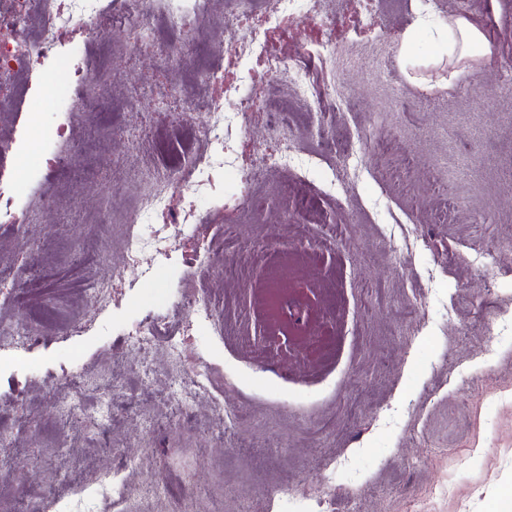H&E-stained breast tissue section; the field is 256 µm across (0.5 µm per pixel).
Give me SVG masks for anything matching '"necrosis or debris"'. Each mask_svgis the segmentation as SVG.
Returning <instances> with one entry per match:
<instances>
[{
    "label": "necrosis or debris",
    "instance_id": "1",
    "mask_svg": "<svg viewBox=\"0 0 512 512\" xmlns=\"http://www.w3.org/2000/svg\"><path fill=\"white\" fill-rule=\"evenodd\" d=\"M239 23L227 50H216L214 62L196 73V83L208 86L213 95L206 104L209 114L205 141L212 151L224 148V71L234 64L243 49H250L263 71L288 74L295 85H302L299 70L289 68L285 57L270 56L261 44L266 31L280 25L290 12L302 8L314 10L315 0H233ZM210 0H0V110L13 107L26 91L25 76L35 67L57 59L67 51L78 54L69 75L70 92L63 104L70 112H100L108 103L106 95L95 88L98 63L93 45L104 38L109 27L128 31L134 50L155 52L159 46L157 20H164L171 37L163 54L168 70L187 66L183 49L209 8ZM195 83V84H196ZM223 164H210L198 154L172 152L171 161L153 172L157 187L145 194L128 216L124 250L131 261L144 255L163 254L170 237L167 225H160L153 239H145L139 226L156 211H170L179 224H195L199 218L187 206L173 207L175 194L185 193L204 182H215Z\"/></svg>",
    "mask_w": 512,
    "mask_h": 512
}]
</instances>
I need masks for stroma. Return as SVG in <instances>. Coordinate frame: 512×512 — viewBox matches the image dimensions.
Masks as SVG:
<instances>
[{
    "mask_svg": "<svg viewBox=\"0 0 512 512\" xmlns=\"http://www.w3.org/2000/svg\"><path fill=\"white\" fill-rule=\"evenodd\" d=\"M436 2L319 0L290 15L266 42L318 94L296 99L283 132L265 110L286 77L247 55L227 69L259 109L224 144L220 190L188 197L204 223L176 227L152 265L128 261L126 216L167 161L158 141L203 149L209 89L197 110L160 111L141 88L182 72L118 30L95 47L117 107L61 113L68 57L33 69L0 115L15 145L0 198L30 207L60 156L72 174L32 223L0 220V263L38 289L0 302V320L57 308L50 334L0 356V437L27 459L25 475L0 468V512H60L128 460L127 512H493L512 496V0ZM460 16L483 37L465 56L446 38ZM61 123L79 142L66 154L43 144ZM285 139L302 163L262 169ZM404 158L406 191L386 176ZM301 193L316 203L303 239ZM89 280L108 284L102 306ZM189 282L223 299L227 334L194 321ZM160 316L166 332L135 353L129 330ZM184 370L208 382L182 417L171 381ZM76 379L94 390L76 397ZM60 399L77 422L51 418ZM157 482L168 497H144Z\"/></svg>",
    "mask_w": 512,
    "mask_h": 512,
    "instance_id": "stroma-1",
    "label": "stroma"
}]
</instances>
